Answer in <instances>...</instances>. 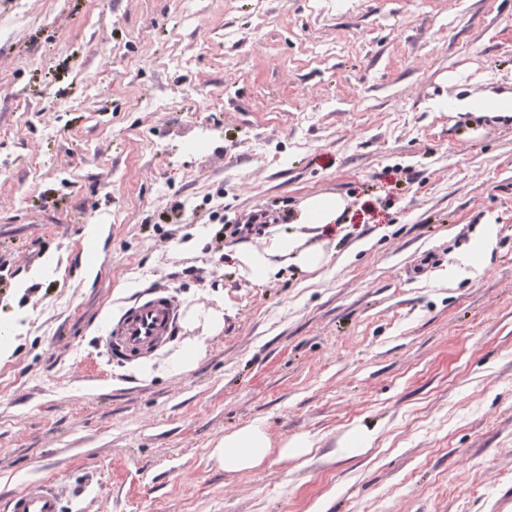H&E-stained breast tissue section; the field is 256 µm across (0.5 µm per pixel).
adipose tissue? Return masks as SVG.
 Listing matches in <instances>:
<instances>
[{
    "mask_svg": "<svg viewBox=\"0 0 512 512\" xmlns=\"http://www.w3.org/2000/svg\"><path fill=\"white\" fill-rule=\"evenodd\" d=\"M346 208L343 198L333 194H319L306 199L303 203L294 231L272 237L263 249L249 248L239 254L251 278L266 279L275 273L282 262L295 261L300 266L316 269L327 260L322 247L305 246L307 236L317 235L330 224L336 223ZM289 458L302 453L299 444H283L274 449L266 429L258 424H250L225 434L223 444L217 454L225 471L241 472L261 466L272 452Z\"/></svg>",
    "mask_w": 512,
    "mask_h": 512,
    "instance_id": "adipose-tissue-1",
    "label": "adipose tissue"
}]
</instances>
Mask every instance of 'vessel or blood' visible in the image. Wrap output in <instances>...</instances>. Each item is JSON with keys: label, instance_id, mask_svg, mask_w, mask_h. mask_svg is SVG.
Returning a JSON list of instances; mask_svg holds the SVG:
<instances>
[{"label": "vessel or blood", "instance_id": "vessel-or-blood-1", "mask_svg": "<svg viewBox=\"0 0 512 512\" xmlns=\"http://www.w3.org/2000/svg\"><path fill=\"white\" fill-rule=\"evenodd\" d=\"M177 318L178 307L170 297L155 296L141 301L111 326L107 335L110 355L123 360L168 342ZM0 512H61V494L53 484L44 482L9 497Z\"/></svg>", "mask_w": 512, "mask_h": 512}]
</instances>
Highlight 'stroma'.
<instances>
[{"label": "stroma", "mask_w": 512, "mask_h": 512, "mask_svg": "<svg viewBox=\"0 0 512 512\" xmlns=\"http://www.w3.org/2000/svg\"><path fill=\"white\" fill-rule=\"evenodd\" d=\"M495 92L512 0H0V501L512 512V118L458 105ZM318 194L329 262L251 279ZM150 293L175 338L111 360ZM272 441L260 424H250L225 434L217 454L227 472H241L261 466L273 452ZM61 494L53 484L43 482L35 488L8 498L4 512H60Z\"/></svg>", "instance_id": "stroma-1"}]
</instances>
